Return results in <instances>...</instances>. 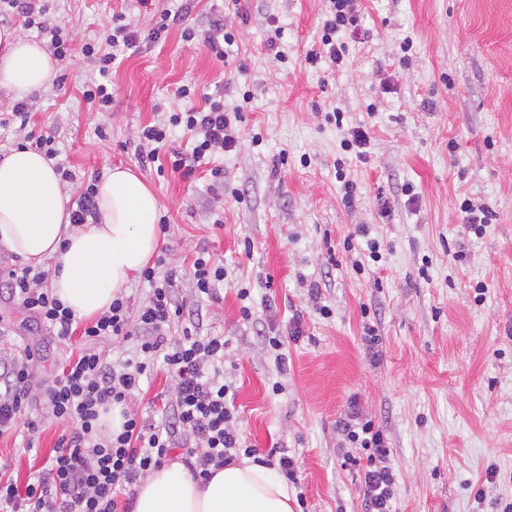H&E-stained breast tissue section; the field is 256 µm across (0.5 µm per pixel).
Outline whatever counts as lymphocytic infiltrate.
<instances>
[{
    "instance_id": "f902f5d3",
    "label": "lymphocytic infiltrate",
    "mask_w": 512,
    "mask_h": 512,
    "mask_svg": "<svg viewBox=\"0 0 512 512\" xmlns=\"http://www.w3.org/2000/svg\"><path fill=\"white\" fill-rule=\"evenodd\" d=\"M192 2L161 9L145 34L116 15L102 42L84 43L81 52L96 70L83 92L85 102L95 111H111L112 66L119 52L142 41L159 42L170 28L182 24ZM329 3L322 22V49L311 52L308 62L326 59L339 67L348 52L345 37L356 33L359 17L354 0ZM45 15L39 0H0V26L22 18L27 27L49 36L57 60H67L72 34L66 25L48 23ZM244 109L241 103L226 107L220 95L205 97L198 107L174 109L166 121L139 129V140L152 146L142 162H156L157 145L179 130L192 137L193 148L188 155L173 151L172 170L189 174L214 153L237 151L241 141L233 125L242 121ZM175 277V272L163 273L155 266L144 268L142 279L150 287L145 303L136 307L130 298L115 299L108 311L81 325L46 287L45 272L29 266L0 268V294H7L59 342L69 343L76 334L81 337L79 348L61 362L57 374L40 384L32 371L33 353L0 359V436L21 427L28 441H35L41 421L28 417L27 409L36 395L45 404L46 417L63 426L47 468L23 484L0 480V512H131L140 478L175 456H185L188 469L206 478L211 469L223 468L237 454L256 455V448L233 424L234 414L226 403L230 385L209 372L210 366L224 360V338L196 336L188 328L178 337L171 333L182 314L173 289ZM115 340L135 341V357L114 363L97 351V344ZM158 363L174 381L172 395L162 401L160 420L129 413L120 433L102 435L101 412L128 405ZM339 426L353 449L349 463L363 470L366 512H391L396 476L382 430L362 418L354 399Z\"/></svg>"
}]
</instances>
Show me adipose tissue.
<instances>
[{"label": "adipose tissue", "instance_id": "ef3b65f1", "mask_svg": "<svg viewBox=\"0 0 512 512\" xmlns=\"http://www.w3.org/2000/svg\"><path fill=\"white\" fill-rule=\"evenodd\" d=\"M0 88L51 86L59 67L34 40L0 31ZM98 220L69 224L67 197L52 160L30 147L0 159V248L37 267L51 261L53 294L76 317L107 311L143 270L162 240L159 202L130 168L115 167L96 186ZM285 479L240 457L202 479L183 464L152 469L139 485L134 512H293Z\"/></svg>", "mask_w": 512, "mask_h": 512}]
</instances>
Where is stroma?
I'll use <instances>...</instances> for the list:
<instances>
[{
    "label": "stroma",
    "instance_id": "obj_1",
    "mask_svg": "<svg viewBox=\"0 0 512 512\" xmlns=\"http://www.w3.org/2000/svg\"><path fill=\"white\" fill-rule=\"evenodd\" d=\"M357 4L365 34L349 40L334 69L305 64L320 47L327 0H198L188 25L222 16L234 24L224 59L173 27L122 53L112 109L95 112L82 99L92 71L82 44L113 15L145 30L154 12L138 0H48L51 21L74 36L63 82L23 95L24 124L12 115L23 96L0 89V153L28 132H54L74 175L64 184L72 197L116 166L143 178L169 220L163 245L178 272L180 324L225 338L235 425L256 448L295 456L306 512H362L363 475L345 464L349 445L338 429L353 397L390 450L392 512H503L512 503V0ZM183 85L223 94L230 106L241 90L251 94L242 148L206 159L189 177L142 165L150 146L137 137L178 105ZM336 109L345 114L340 128L327 119ZM359 123L372 136L364 160L342 148L347 127ZM340 164L357 184L351 208ZM217 166L220 186L209 174ZM465 199L492 212L482 233L467 228ZM361 225L379 241V259L345 251ZM202 248L224 266L214 302L197 298L188 273ZM242 288L251 292L244 302ZM296 318L302 334L278 362L263 337L287 334ZM0 319L14 328L0 351L31 348L38 377L54 376L69 346L4 295ZM369 326L379 338L373 353ZM61 431L45 421L30 451L21 434L0 438V470L26 481Z\"/></svg>",
    "mask_w": 512,
    "mask_h": 512
}]
</instances>
